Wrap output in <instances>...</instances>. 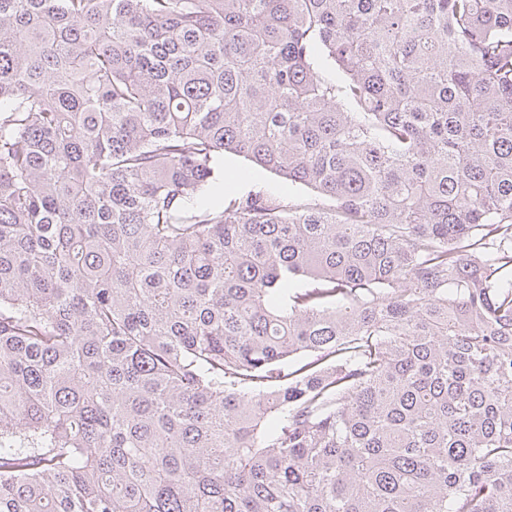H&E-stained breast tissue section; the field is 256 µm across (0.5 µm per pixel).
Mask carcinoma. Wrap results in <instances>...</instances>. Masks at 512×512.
<instances>
[{
	"mask_svg": "<svg viewBox=\"0 0 512 512\" xmlns=\"http://www.w3.org/2000/svg\"><path fill=\"white\" fill-rule=\"evenodd\" d=\"M0 512H512V0H0ZM242 172L247 176L233 183L232 176ZM219 180H217L210 194L206 198L209 204H218L222 201V186L230 185L235 195H246L249 192L261 191L283 203L293 202L311 195L310 190L299 185L291 184L288 180L254 165L242 155L224 153V165L221 166Z\"/></svg>",
	"mask_w": 512,
	"mask_h": 512,
	"instance_id": "cac0c4a2",
	"label": "carcinoma"
}]
</instances>
